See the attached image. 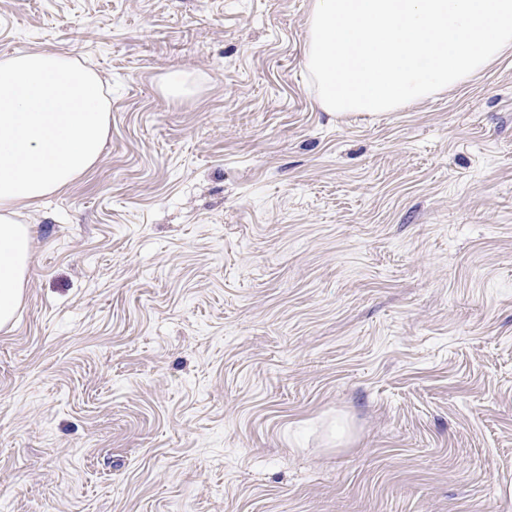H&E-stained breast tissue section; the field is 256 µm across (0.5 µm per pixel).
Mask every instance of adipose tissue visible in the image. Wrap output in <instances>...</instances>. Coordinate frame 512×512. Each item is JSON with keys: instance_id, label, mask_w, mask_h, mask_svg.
<instances>
[{"instance_id": "1", "label": "adipose tissue", "mask_w": 512, "mask_h": 512, "mask_svg": "<svg viewBox=\"0 0 512 512\" xmlns=\"http://www.w3.org/2000/svg\"><path fill=\"white\" fill-rule=\"evenodd\" d=\"M109 117L100 77L71 56H0V328L13 321L29 274L33 231L22 210L97 164Z\"/></svg>"}]
</instances>
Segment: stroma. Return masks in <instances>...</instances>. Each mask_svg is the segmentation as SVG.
<instances>
[{
	"instance_id": "1",
	"label": "stroma",
	"mask_w": 512,
	"mask_h": 512,
	"mask_svg": "<svg viewBox=\"0 0 512 512\" xmlns=\"http://www.w3.org/2000/svg\"><path fill=\"white\" fill-rule=\"evenodd\" d=\"M309 8L0 0V54H68L111 108L26 217L0 512H512V50L339 118ZM165 90L168 95L178 98L191 94L193 87L185 72L174 70L165 77Z\"/></svg>"
}]
</instances>
